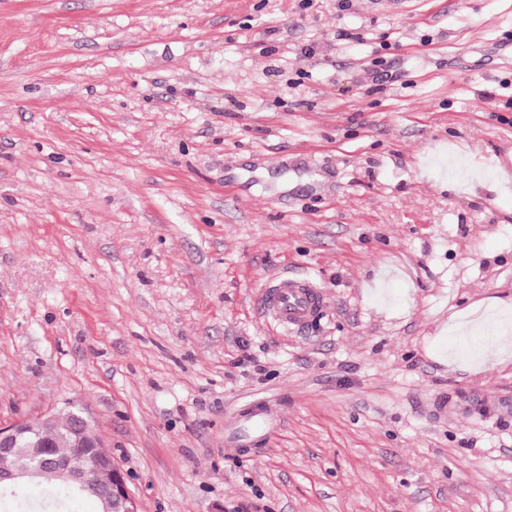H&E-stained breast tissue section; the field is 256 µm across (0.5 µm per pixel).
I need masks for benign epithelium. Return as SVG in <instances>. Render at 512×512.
<instances>
[{
    "label": "benign epithelium",
    "instance_id": "7a95c632",
    "mask_svg": "<svg viewBox=\"0 0 512 512\" xmlns=\"http://www.w3.org/2000/svg\"><path fill=\"white\" fill-rule=\"evenodd\" d=\"M44 421L41 419L21 420L9 426H0V456L9 455L23 442L30 445V462L26 468L16 472H0V487H12L25 482L35 481L49 469L65 471L70 474L72 487L78 494L96 498L106 505V512H139L138 501L123 478V470L117 465H108L106 471L112 474V480L93 479L89 471L100 469L86 461L72 458H44L39 448V434ZM69 436H77L97 441L101 439L92 419L84 409L72 408L69 411Z\"/></svg>",
    "mask_w": 512,
    "mask_h": 512
}]
</instances>
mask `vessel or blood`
Returning a JSON list of instances; mask_svg holds the SVG:
<instances>
[{
	"instance_id": "b4317fda",
	"label": "vessel or blood",
	"mask_w": 512,
	"mask_h": 512,
	"mask_svg": "<svg viewBox=\"0 0 512 512\" xmlns=\"http://www.w3.org/2000/svg\"><path fill=\"white\" fill-rule=\"evenodd\" d=\"M261 306L265 316L271 317L284 329L302 330L324 311L326 302L313 278L280 274L268 284ZM279 417L277 409L263 405L250 413L248 427L252 432H262Z\"/></svg>"
}]
</instances>
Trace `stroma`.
<instances>
[{
	"mask_svg": "<svg viewBox=\"0 0 512 512\" xmlns=\"http://www.w3.org/2000/svg\"><path fill=\"white\" fill-rule=\"evenodd\" d=\"M494 299L512 0H0V425L84 408L139 512H512ZM266 288L263 312L286 330H304L326 307L321 287L309 276L280 274ZM476 316V320L498 318L500 323L508 322L509 327L511 326L512 319V304L505 301L493 302L487 305L485 308L477 307L470 312V317ZM476 320H470L457 326L456 330H462L467 324L475 322ZM280 418L277 409L269 405H263L254 409L247 417V428L253 433L264 432L267 427L270 428Z\"/></svg>",
	"mask_w": 512,
	"mask_h": 512,
	"instance_id": "obj_1",
	"label": "stroma"
}]
</instances>
